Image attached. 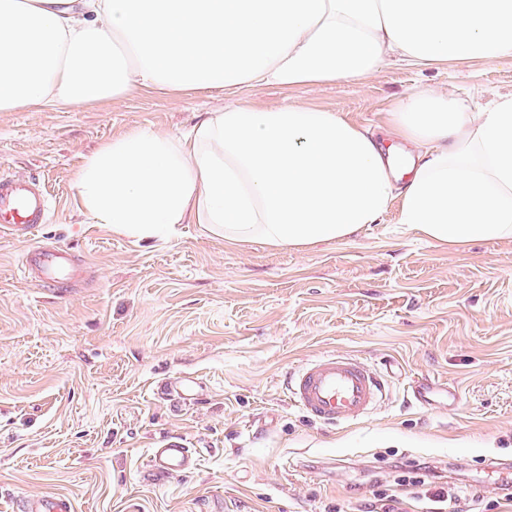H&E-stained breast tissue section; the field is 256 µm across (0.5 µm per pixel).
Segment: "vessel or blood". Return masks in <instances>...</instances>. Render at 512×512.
Instances as JSON below:
<instances>
[{
	"instance_id": "1",
	"label": "vessel or blood",
	"mask_w": 512,
	"mask_h": 512,
	"mask_svg": "<svg viewBox=\"0 0 512 512\" xmlns=\"http://www.w3.org/2000/svg\"><path fill=\"white\" fill-rule=\"evenodd\" d=\"M53 198L33 179L0 173V235L27 238L48 223ZM81 260L68 248L44 243L30 247L19 272L36 288L63 295L75 288ZM289 399L313 421L333 425L366 416L384 398L386 380L370 364L349 354H329L303 365L289 379ZM158 396L186 403L197 393L195 379L175 377L155 388ZM198 449L172 436L149 452L148 467L155 479L167 480L190 473ZM22 512H74L73 501L62 494L27 499Z\"/></svg>"
}]
</instances>
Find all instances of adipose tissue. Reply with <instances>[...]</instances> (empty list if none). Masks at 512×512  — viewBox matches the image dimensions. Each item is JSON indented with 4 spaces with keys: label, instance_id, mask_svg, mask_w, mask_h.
I'll use <instances>...</instances> for the list:
<instances>
[{
    "label": "adipose tissue",
    "instance_id": "adipose-tissue-1",
    "mask_svg": "<svg viewBox=\"0 0 512 512\" xmlns=\"http://www.w3.org/2000/svg\"><path fill=\"white\" fill-rule=\"evenodd\" d=\"M512 59V0H0V112L90 106L130 89L213 90L186 133L138 128L89 155L86 211L117 233L205 224L229 241L306 247L398 221L435 242L512 238V95L480 109L430 87L389 112L395 162L339 113L238 98L355 81L389 59Z\"/></svg>",
    "mask_w": 512,
    "mask_h": 512
}]
</instances>
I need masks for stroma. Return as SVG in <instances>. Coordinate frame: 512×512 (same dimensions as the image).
<instances>
[{"label":"stroma","instance_id":"1","mask_svg":"<svg viewBox=\"0 0 512 512\" xmlns=\"http://www.w3.org/2000/svg\"><path fill=\"white\" fill-rule=\"evenodd\" d=\"M423 86L481 108L512 94V60L443 68L386 62L356 82L253 86L244 101L340 113L383 147L392 102ZM217 91H134L72 109L0 112V171L44 182L55 210L38 240L70 248L84 281L59 297L17 265L30 241L0 237V512L69 496L76 512H427L403 476L426 469L458 512H512V239L428 241L390 209L378 224L302 248L231 242L202 224L134 239L85 212L76 174L112 138L188 131L223 108ZM347 353L389 371L366 417L308 419L286 382L307 360ZM192 376L198 401L153 389ZM428 379L456 399L421 406ZM200 449L184 477L150 481V448ZM392 504H384V496Z\"/></svg>","mask_w":512,"mask_h":512}]
</instances>
